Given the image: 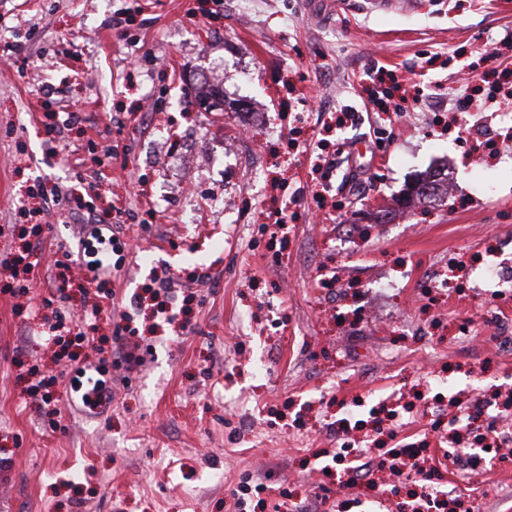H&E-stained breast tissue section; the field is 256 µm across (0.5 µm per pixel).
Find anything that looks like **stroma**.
<instances>
[{"label": "stroma", "instance_id": "stroma-1", "mask_svg": "<svg viewBox=\"0 0 512 512\" xmlns=\"http://www.w3.org/2000/svg\"><path fill=\"white\" fill-rule=\"evenodd\" d=\"M509 40L512 0H0V512H236L247 475L290 512L322 484L320 512L353 498L399 512L421 494L340 488L317 454L350 410L402 398L399 437L428 434L442 455L436 379L484 401L512 386V338L483 319L492 295L456 286L460 261L512 241L507 99L462 81ZM215 71L210 112L193 89ZM63 108L78 117L66 151L47 134ZM439 166L444 198L411 197ZM51 192L42 231L19 209ZM87 209L125 212L122 265L95 283L82 261L56 264ZM157 276L169 296L149 292ZM96 304L81 330L97 345L45 342L56 316ZM119 327L137 364H113ZM71 358L107 368L108 409L71 402L57 375ZM33 365L56 376L62 415L29 395ZM445 479L474 512H512V462Z\"/></svg>", "mask_w": 512, "mask_h": 512}]
</instances>
